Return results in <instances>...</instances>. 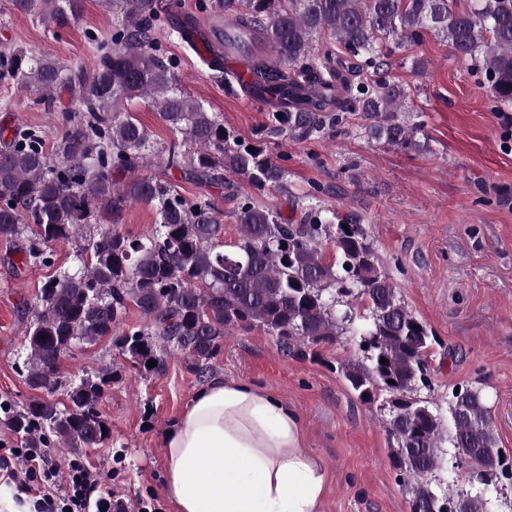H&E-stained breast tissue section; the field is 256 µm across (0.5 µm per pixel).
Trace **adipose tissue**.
Masks as SVG:
<instances>
[{"instance_id": "adipose-tissue-1", "label": "adipose tissue", "mask_w": 512, "mask_h": 512, "mask_svg": "<svg viewBox=\"0 0 512 512\" xmlns=\"http://www.w3.org/2000/svg\"><path fill=\"white\" fill-rule=\"evenodd\" d=\"M163 448L176 512H322L331 475L306 448L300 415L253 383L209 382Z\"/></svg>"}]
</instances>
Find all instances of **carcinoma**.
Returning <instances> with one entry per match:
<instances>
[{
  "label": "carcinoma",
  "instance_id": "1",
  "mask_svg": "<svg viewBox=\"0 0 512 512\" xmlns=\"http://www.w3.org/2000/svg\"><path fill=\"white\" fill-rule=\"evenodd\" d=\"M83 0H14L21 12L65 27ZM112 10V46H101L88 77L61 60L3 46L0 83L51 95L70 90L80 110L66 117L58 150L40 132L16 125L0 136V240L23 241L21 263H46L56 243H77L76 266L40 289L23 335L25 382L40 392L24 403L0 401V425L27 448H64L81 457L110 437L98 399L122 373L161 370L166 356L186 357L201 377L233 331L262 330L283 351L312 357L345 337L358 357L339 371L365 403L388 407L396 447L393 468L410 483L413 512H486L491 486L512 480V460L499 448L483 388L448 392V413L431 396L429 357L435 336L407 308L379 262L361 217L293 197L299 220L242 196L288 191V170L269 144L304 142L349 132L360 119L367 138L416 152L421 125L402 115L406 88L389 77L393 57L428 34L471 62L496 107L512 105V0H213L211 24L223 19L211 65L224 54L248 61L252 88L270 106L255 144L180 88L161 52V16L196 48L193 15L178 16L161 0H101ZM158 112L174 138L156 149L127 105ZM221 186L237 201L236 241L224 244L213 200L185 199L169 181ZM132 203L155 208L151 232L133 237L117 223ZM103 215L112 227L95 232ZM142 324L121 328L128 307ZM109 338L118 359L79 380L62 378L63 357ZM386 363H380V359ZM63 391L66 403L53 399ZM465 467L475 493L436 482L448 459Z\"/></svg>",
  "mask_w": 512,
  "mask_h": 512
}]
</instances>
